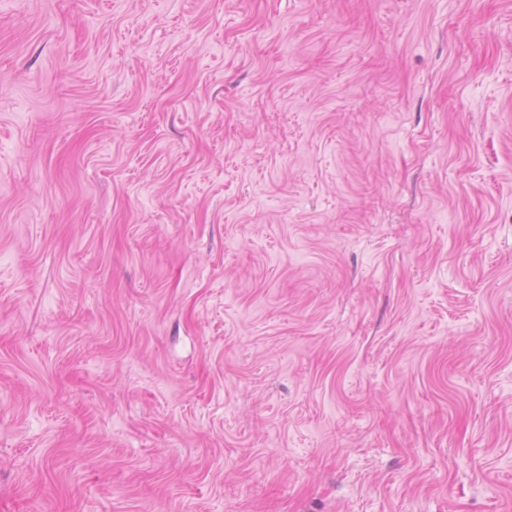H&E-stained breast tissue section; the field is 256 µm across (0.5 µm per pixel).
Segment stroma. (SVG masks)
<instances>
[{
    "instance_id": "obj_1",
    "label": "stroma",
    "mask_w": 512,
    "mask_h": 512,
    "mask_svg": "<svg viewBox=\"0 0 512 512\" xmlns=\"http://www.w3.org/2000/svg\"><path fill=\"white\" fill-rule=\"evenodd\" d=\"M0 512H512V0H0Z\"/></svg>"
}]
</instances>
